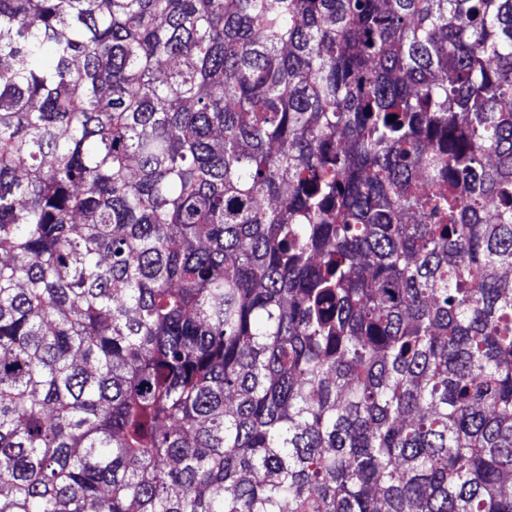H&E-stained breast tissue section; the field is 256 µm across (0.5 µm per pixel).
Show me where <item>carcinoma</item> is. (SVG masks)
Returning a JSON list of instances; mask_svg holds the SVG:
<instances>
[{
	"mask_svg": "<svg viewBox=\"0 0 512 512\" xmlns=\"http://www.w3.org/2000/svg\"><path fill=\"white\" fill-rule=\"evenodd\" d=\"M511 479L512 0H0V512Z\"/></svg>",
	"mask_w": 512,
	"mask_h": 512,
	"instance_id": "obj_1",
	"label": "carcinoma"
}]
</instances>
